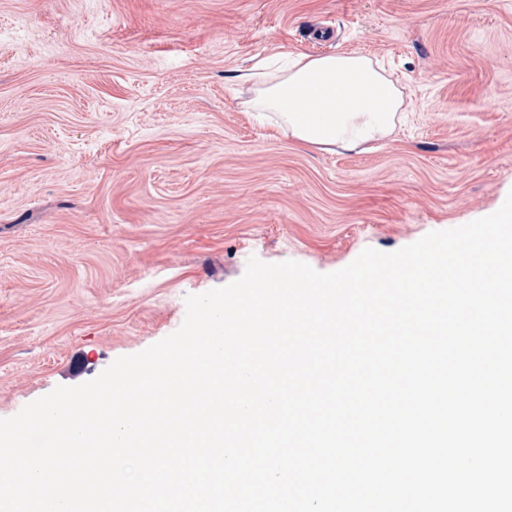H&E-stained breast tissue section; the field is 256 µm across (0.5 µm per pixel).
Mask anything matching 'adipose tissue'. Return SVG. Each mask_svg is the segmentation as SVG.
I'll use <instances>...</instances> for the list:
<instances>
[{
	"instance_id": "adipose-tissue-1",
	"label": "adipose tissue",
	"mask_w": 512,
	"mask_h": 512,
	"mask_svg": "<svg viewBox=\"0 0 512 512\" xmlns=\"http://www.w3.org/2000/svg\"><path fill=\"white\" fill-rule=\"evenodd\" d=\"M249 107L275 114L297 143L352 151L388 139L403 92L372 58L357 53L295 54L286 68L248 73Z\"/></svg>"
}]
</instances>
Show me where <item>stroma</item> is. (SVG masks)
<instances>
[{
	"label": "stroma",
	"mask_w": 512,
	"mask_h": 512,
	"mask_svg": "<svg viewBox=\"0 0 512 512\" xmlns=\"http://www.w3.org/2000/svg\"><path fill=\"white\" fill-rule=\"evenodd\" d=\"M359 53L370 151L299 145L239 76ZM512 191V0H0V419L176 332L250 258L322 273Z\"/></svg>",
	"instance_id": "obj_1"
}]
</instances>
